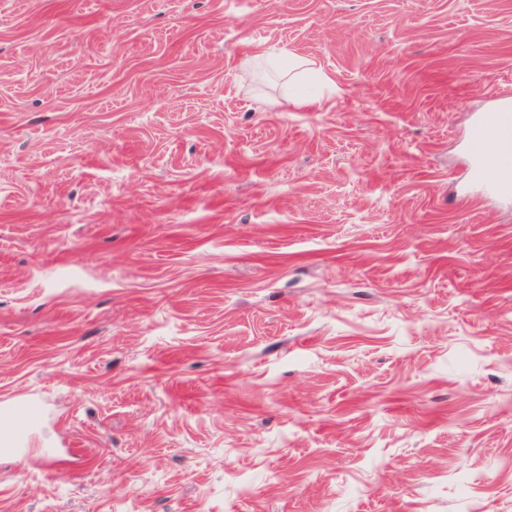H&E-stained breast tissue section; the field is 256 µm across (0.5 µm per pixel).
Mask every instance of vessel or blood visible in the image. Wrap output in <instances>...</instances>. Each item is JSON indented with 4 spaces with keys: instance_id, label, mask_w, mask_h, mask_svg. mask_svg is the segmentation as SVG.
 Here are the masks:
<instances>
[{
    "instance_id": "obj_1",
    "label": "vessel or blood",
    "mask_w": 512,
    "mask_h": 512,
    "mask_svg": "<svg viewBox=\"0 0 512 512\" xmlns=\"http://www.w3.org/2000/svg\"><path fill=\"white\" fill-rule=\"evenodd\" d=\"M472 177L486 191L501 198L512 197V114L489 112L473 126L469 138ZM0 414L13 425L10 435L0 438V453L25 451L27 438L41 420L42 406L26 397L0 404Z\"/></svg>"
}]
</instances>
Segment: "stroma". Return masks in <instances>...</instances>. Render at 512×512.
<instances>
[{
  "instance_id": "stroma-1",
  "label": "stroma",
  "mask_w": 512,
  "mask_h": 512,
  "mask_svg": "<svg viewBox=\"0 0 512 512\" xmlns=\"http://www.w3.org/2000/svg\"><path fill=\"white\" fill-rule=\"evenodd\" d=\"M511 86L512 0H0V512H512ZM311 62L295 56L285 50H278L273 47L263 48L246 58L242 66L253 73H280L288 75L286 85V100L296 106H308L321 104L322 98L311 99L299 94L288 93L290 84H299L309 77L316 76L325 86L331 85V79L322 71L311 66ZM512 114L489 112L473 126L469 138L472 177L486 191L512 197ZM42 406L36 399L19 397L0 404V413L13 424L10 435L1 438L0 452L16 455L26 451L27 438L41 420Z\"/></svg>"
}]
</instances>
